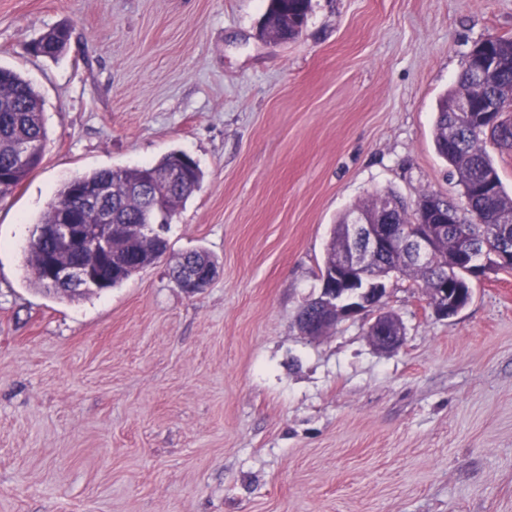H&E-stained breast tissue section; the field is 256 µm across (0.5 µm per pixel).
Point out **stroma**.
Segmentation results:
<instances>
[{
	"mask_svg": "<svg viewBox=\"0 0 512 512\" xmlns=\"http://www.w3.org/2000/svg\"><path fill=\"white\" fill-rule=\"evenodd\" d=\"M268 0H0V67L38 92L40 165L0 199V512H512V272L437 316L392 281L403 345L364 319L312 339L337 217L370 195L463 205L434 121L466 57L512 38V0H312L301 35ZM64 25L55 59L29 46ZM192 157L170 250L67 302L25 249L56 190L100 168ZM218 261L189 295L170 269ZM263 15L266 23L261 34L272 35L284 42L294 40L299 35L297 26L307 17L311 0H270ZM371 343L379 350L398 348L404 339V327L399 317L390 312L378 314L367 327Z\"/></svg>",
	"mask_w": 512,
	"mask_h": 512,
	"instance_id": "35a3bbf8",
	"label": "stroma"
}]
</instances>
